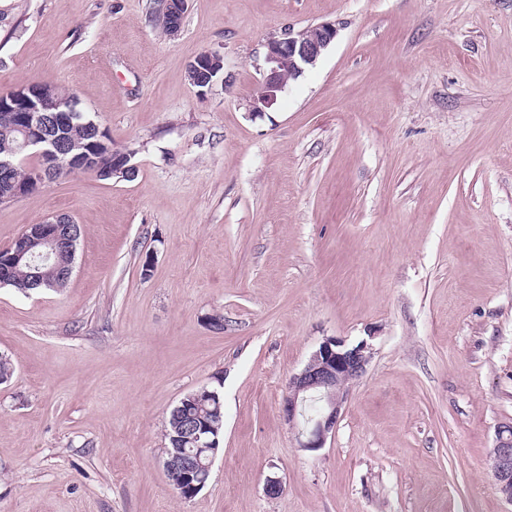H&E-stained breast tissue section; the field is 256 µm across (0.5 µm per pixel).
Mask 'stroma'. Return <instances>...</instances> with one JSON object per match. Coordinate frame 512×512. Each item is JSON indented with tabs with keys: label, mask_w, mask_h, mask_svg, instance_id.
Instances as JSON below:
<instances>
[{
	"label": "stroma",
	"mask_w": 512,
	"mask_h": 512,
	"mask_svg": "<svg viewBox=\"0 0 512 512\" xmlns=\"http://www.w3.org/2000/svg\"><path fill=\"white\" fill-rule=\"evenodd\" d=\"M325 21L253 115L267 40ZM208 50L227 82L202 95ZM38 81L137 175L0 203V249L84 227L66 288L0 285V512H512L489 468L512 422V0H189L174 37L158 0H0V96ZM331 336L373 355L305 450L285 384ZM204 387L223 440L183 499L164 424ZM188 77L191 83L201 87L198 88L200 94H206L219 80L226 83L223 55L216 51L203 52L191 64Z\"/></svg>",
	"instance_id": "obj_1"
}]
</instances>
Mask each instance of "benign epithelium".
Listing matches in <instances>:
<instances>
[{"instance_id": "benign-epithelium-1", "label": "benign epithelium", "mask_w": 512, "mask_h": 512, "mask_svg": "<svg viewBox=\"0 0 512 512\" xmlns=\"http://www.w3.org/2000/svg\"><path fill=\"white\" fill-rule=\"evenodd\" d=\"M188 0H164L170 6L169 34L175 36L181 29ZM336 25L323 22L297 32L285 31L266 43L265 73L260 93L253 99L252 112L260 115L271 108L287 81L300 77L305 69L315 65L323 51L334 41ZM190 82L206 94L218 83H226L224 57L216 51H206L191 64ZM78 101L63 99L49 83H32L15 90L9 97L0 98V109L17 112V128L24 134L22 150L37 154L41 161L68 158L73 169L80 171L93 161L97 142L74 153L72 146L62 139L60 130L78 111ZM56 218L35 225V235L43 246L36 255H28V248L9 246L10 260L0 263V281L13 273V264L28 259L32 275H41V269L55 264L63 277H71L74 262L57 265V258L65 251L75 256V234L62 231ZM372 346L365 340L348 345L336 337L322 341L308 362L297 373L289 376L282 411L289 424L297 430L299 445L316 450L324 447L327 437L335 429L346 400L349 384L362 377L372 359ZM205 389L180 400V419L188 425L186 435L180 437L165 461L164 470L169 485L183 497H195L208 483L216 456L213 442L207 433L214 427L202 422L195 408L207 401ZM490 468L496 489L512 504V423H503L497 429L496 441L490 453Z\"/></svg>"}]
</instances>
